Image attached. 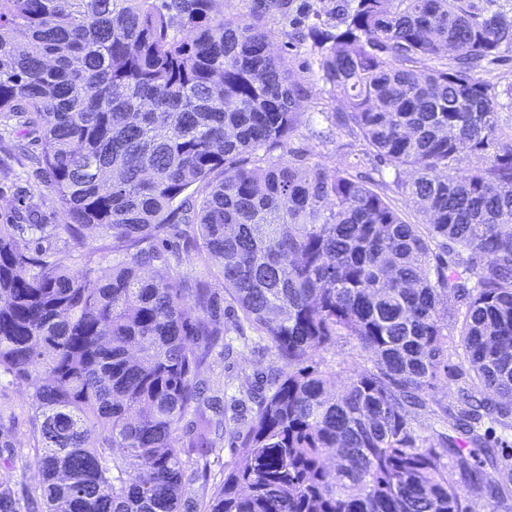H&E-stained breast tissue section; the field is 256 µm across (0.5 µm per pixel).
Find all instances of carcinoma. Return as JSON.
Masks as SVG:
<instances>
[{"mask_svg": "<svg viewBox=\"0 0 512 512\" xmlns=\"http://www.w3.org/2000/svg\"><path fill=\"white\" fill-rule=\"evenodd\" d=\"M511 48L512 15L474 0H0V120L39 132L70 219L0 205V374L34 381L41 476L0 482V512H469L456 471L511 502L512 126L483 79ZM315 81L364 146L330 175L273 156ZM181 224L215 266L183 272ZM87 226L108 278L76 259ZM226 306L283 368L244 379L248 429L198 506ZM347 337L372 367L334 396L322 354ZM444 378L453 408L423 397Z\"/></svg>", "mask_w": 512, "mask_h": 512, "instance_id": "1", "label": "carcinoma"}]
</instances>
